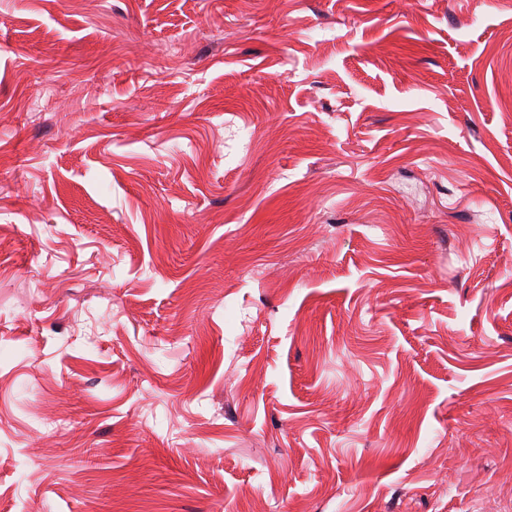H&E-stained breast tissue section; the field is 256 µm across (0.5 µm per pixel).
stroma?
<instances>
[{
	"label": "stroma",
	"mask_w": 512,
	"mask_h": 512,
	"mask_svg": "<svg viewBox=\"0 0 512 512\" xmlns=\"http://www.w3.org/2000/svg\"><path fill=\"white\" fill-rule=\"evenodd\" d=\"M0 512H512V0H0Z\"/></svg>",
	"instance_id": "1"
}]
</instances>
